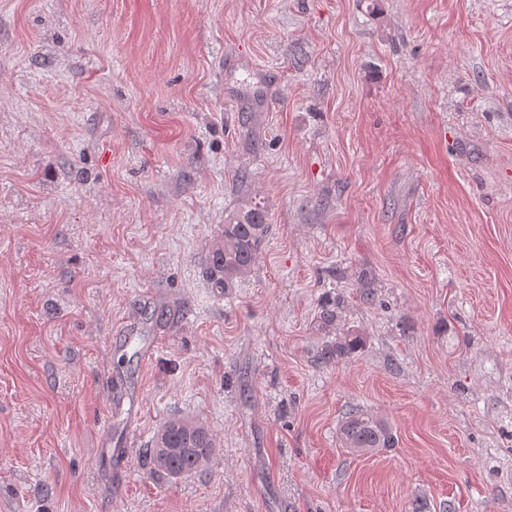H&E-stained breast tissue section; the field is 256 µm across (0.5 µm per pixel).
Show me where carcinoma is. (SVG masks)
<instances>
[{"label": "carcinoma", "mask_w": 512, "mask_h": 512, "mask_svg": "<svg viewBox=\"0 0 512 512\" xmlns=\"http://www.w3.org/2000/svg\"><path fill=\"white\" fill-rule=\"evenodd\" d=\"M267 228L266 213L256 205L245 206L226 217L224 227L214 239L209 252L207 274L213 288L223 292L251 272ZM360 345V337L342 336L329 348V353L348 357ZM340 433L345 447L361 452L395 445L390 427L368 410L348 414ZM145 455L152 469L173 479H181L209 465L215 456V440L200 421L173 417L151 439Z\"/></svg>", "instance_id": "1"}]
</instances>
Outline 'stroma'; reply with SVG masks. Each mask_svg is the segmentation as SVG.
<instances>
[{"mask_svg": "<svg viewBox=\"0 0 512 512\" xmlns=\"http://www.w3.org/2000/svg\"><path fill=\"white\" fill-rule=\"evenodd\" d=\"M413 503L512 512V0H0V512ZM267 228L266 213L257 205L249 204L226 217L209 252L207 274L213 288L224 292L251 272ZM341 440L346 448L372 452L377 448H391L395 437L390 427L368 410L349 413L341 425ZM145 455L154 471L173 479L190 477L206 468L215 456V440L208 428L193 418L169 419L151 439ZM170 448H184L173 451Z\"/></svg>", "mask_w": 512, "mask_h": 512, "instance_id": "1", "label": "stroma"}]
</instances>
